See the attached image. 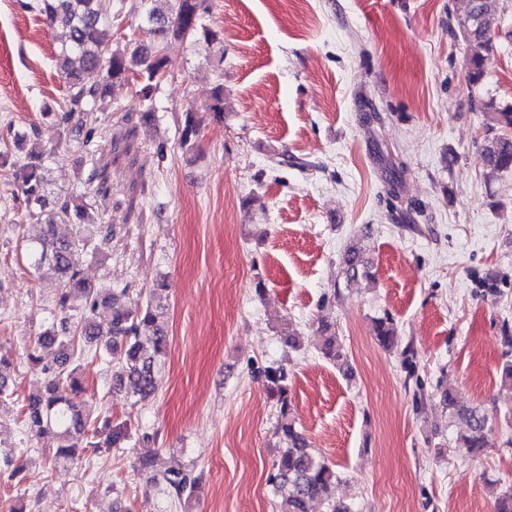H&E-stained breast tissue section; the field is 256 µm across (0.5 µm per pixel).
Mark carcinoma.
I'll use <instances>...</instances> for the list:
<instances>
[{"instance_id":"1","label":"carcinoma","mask_w":512,"mask_h":512,"mask_svg":"<svg viewBox=\"0 0 512 512\" xmlns=\"http://www.w3.org/2000/svg\"><path fill=\"white\" fill-rule=\"evenodd\" d=\"M97 0H36V8L52 28L65 31L60 50L55 54V66L65 80L58 124L68 141L80 149L91 145L92 130L84 129L83 114L103 103L110 86L132 83L142 102L140 120H154L155 93L168 77V61L163 43L171 38L186 39L209 31L202 23L205 0H139L142 21L152 27L157 40L132 45L122 42L114 26V17L99 12ZM500 20V0H470L469 10L460 23L462 38L468 46L470 77L477 81L484 75L491 51V32ZM209 112L224 117V85L212 91ZM492 120L501 130L512 131V107L492 109ZM203 118L189 109L185 112L181 148L194 147ZM12 154L6 140H1L0 169H6L9 184L27 203L28 216L43 224L42 235L27 246L32 266L47 268L61 282L56 307L61 317L50 323L31 342L25 352L28 366L45 375V385L37 395L23 405L24 428L32 437L51 434L58 440L55 457L69 462L81 459L90 447H116L129 438L125 424L112 419H92L81 402L84 388L75 376L76 369L50 367L43 363L40 350L56 345L82 358L88 354L102 358L112 355L113 388L135 401H145L155 395V368L165 361L170 336L163 308L156 299L167 291L166 283L158 281L149 289L141 308L128 305V289L101 288L91 284L83 274L79 256L97 250L112 239V226L100 224L89 204L74 193L50 197L46 178L47 162L60 160L52 148L24 133L12 137ZM483 152L488 166L494 171L512 169V137L499 135L485 141ZM323 356L348 369L343 346L330 326L320 327ZM375 336L385 349L397 343V330L392 319L377 321ZM13 363L0 358V402L14 397L9 387ZM265 377L270 392L280 403L277 433L284 446L275 462L276 473L271 477L279 512H312L317 504L328 502L336 471L317 457L307 446L304 434L288 405V372L279 365L269 366ZM449 414L465 423L460 435L463 444L479 455L489 445L488 418L475 408L461 406L446 390L440 395ZM105 436L104 442L96 441ZM139 471L150 474L153 482L167 496L179 501L190 500L202 483V474L188 467H170L153 472V462L139 461Z\"/></svg>"}]
</instances>
